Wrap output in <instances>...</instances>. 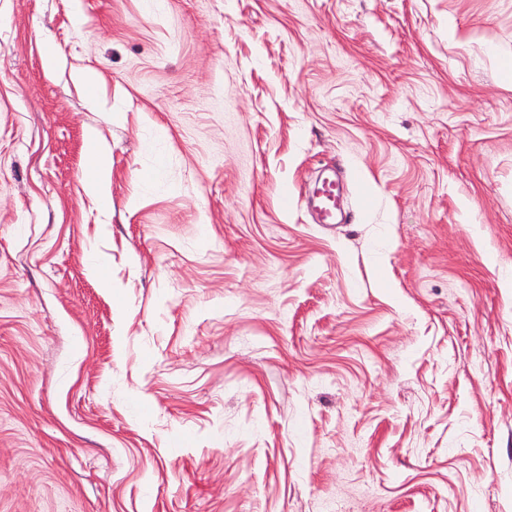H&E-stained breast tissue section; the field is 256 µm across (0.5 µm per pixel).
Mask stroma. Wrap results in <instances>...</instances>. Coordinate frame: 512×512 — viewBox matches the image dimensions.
<instances>
[{"label": "stroma", "instance_id": "1", "mask_svg": "<svg viewBox=\"0 0 512 512\" xmlns=\"http://www.w3.org/2000/svg\"><path fill=\"white\" fill-rule=\"evenodd\" d=\"M0 512H512V0H0ZM86 143L92 159L93 174L85 182V189L100 209L107 210L112 206L111 196L106 191L111 178L109 152L102 147L99 133L94 128L87 130ZM326 182L321 190L317 192V210L322 221H330L334 216L335 186L336 177L333 173H326Z\"/></svg>", "mask_w": 512, "mask_h": 512}]
</instances>
